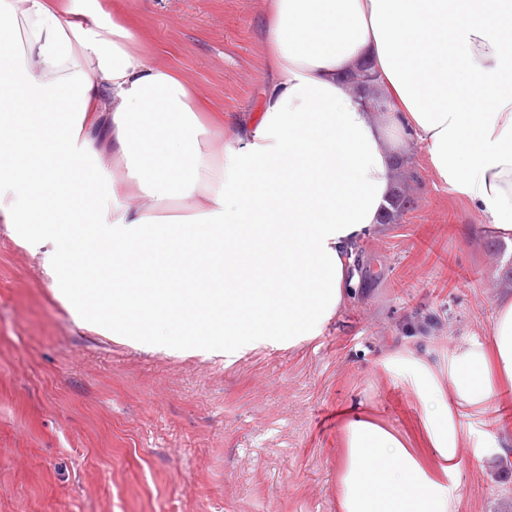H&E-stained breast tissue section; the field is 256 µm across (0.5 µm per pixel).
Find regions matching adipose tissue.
Here are the masks:
<instances>
[{
	"label": "adipose tissue",
	"instance_id": "obj_1",
	"mask_svg": "<svg viewBox=\"0 0 512 512\" xmlns=\"http://www.w3.org/2000/svg\"><path fill=\"white\" fill-rule=\"evenodd\" d=\"M138 39L101 0H0V222L45 249L78 325L228 350L313 340L354 293L353 246L380 229L413 141L436 180L512 238V0H271L273 78L246 124L213 115ZM366 62L375 109L345 80ZM165 200L178 219L161 221ZM188 225L208 234L217 291L187 284ZM382 365L420 402L419 438L347 410L341 512H454L466 437L454 410L485 408L493 380L512 390V291L490 344L435 361L410 340Z\"/></svg>",
	"mask_w": 512,
	"mask_h": 512
}]
</instances>
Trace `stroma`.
Listing matches in <instances>:
<instances>
[{
  "mask_svg": "<svg viewBox=\"0 0 512 512\" xmlns=\"http://www.w3.org/2000/svg\"><path fill=\"white\" fill-rule=\"evenodd\" d=\"M269 0H123L147 53L213 111L255 117L270 80ZM411 203L361 240L357 292L321 336L224 355L195 336L156 349L141 330L79 327L40 256L0 223V512H339L344 411L371 410L398 431L420 405L380 361L404 328L423 343H486L496 297L512 289V242L486 233L464 196L433 179L418 146L405 155ZM455 512H512V392L459 408Z\"/></svg>",
  "mask_w": 512,
  "mask_h": 512,
  "instance_id": "stroma-1",
  "label": "stroma"
}]
</instances>
